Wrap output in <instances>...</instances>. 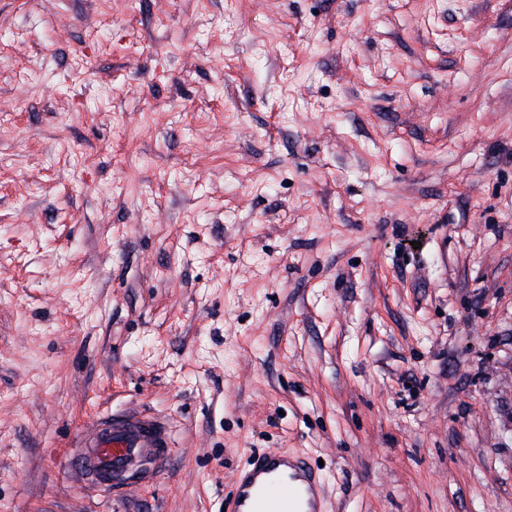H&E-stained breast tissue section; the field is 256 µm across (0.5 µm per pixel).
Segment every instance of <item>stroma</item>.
Here are the masks:
<instances>
[{
  "mask_svg": "<svg viewBox=\"0 0 512 512\" xmlns=\"http://www.w3.org/2000/svg\"><path fill=\"white\" fill-rule=\"evenodd\" d=\"M165 417L90 492L97 414ZM512 512V0H0V512ZM172 445L163 418L142 412L100 415L82 425L69 465L83 486L117 491L160 474L172 456ZM228 512H320V479L288 452L258 455L237 478Z\"/></svg>",
  "mask_w": 512,
  "mask_h": 512,
  "instance_id": "stroma-1",
  "label": "stroma"
}]
</instances>
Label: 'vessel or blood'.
Wrapping results in <instances>:
<instances>
[{"label": "vessel or blood", "mask_w": 512, "mask_h": 512, "mask_svg": "<svg viewBox=\"0 0 512 512\" xmlns=\"http://www.w3.org/2000/svg\"><path fill=\"white\" fill-rule=\"evenodd\" d=\"M172 452L167 420L142 412L100 415L82 425L69 465L83 486L117 491L154 479ZM319 489L302 459L266 452L239 474L229 512H320Z\"/></svg>", "instance_id": "b4317fda"}]
</instances>
